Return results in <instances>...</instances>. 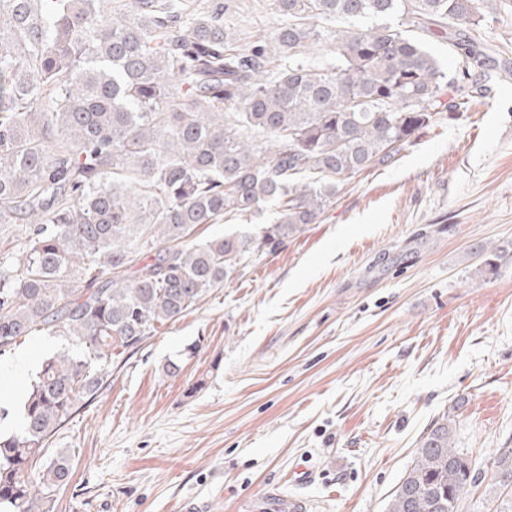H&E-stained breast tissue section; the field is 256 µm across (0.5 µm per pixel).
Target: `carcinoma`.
I'll use <instances>...</instances> for the list:
<instances>
[{"label": "carcinoma", "instance_id": "obj_1", "mask_svg": "<svg viewBox=\"0 0 512 512\" xmlns=\"http://www.w3.org/2000/svg\"><path fill=\"white\" fill-rule=\"evenodd\" d=\"M275 2L284 22L238 49L222 0H0V224L29 225L23 258L0 260V356L68 343L0 389V423L20 419L0 433V512H53L71 456L38 460L113 360L485 91L469 30L496 0ZM444 25L451 74L412 35ZM267 207L273 223L246 225ZM223 220L242 225L194 237ZM452 424L427 429L387 512H461L481 476ZM495 464L493 512H512V451Z\"/></svg>", "mask_w": 512, "mask_h": 512}]
</instances>
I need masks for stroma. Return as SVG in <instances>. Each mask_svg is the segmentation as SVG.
<instances>
[{
	"label": "stroma",
	"mask_w": 512,
	"mask_h": 512,
	"mask_svg": "<svg viewBox=\"0 0 512 512\" xmlns=\"http://www.w3.org/2000/svg\"><path fill=\"white\" fill-rule=\"evenodd\" d=\"M224 22L242 46L281 18L274 0H224ZM472 35L493 59L485 96L113 361L46 452L74 470L54 512H255L273 489L308 512H385L441 415L480 470L512 449V258L481 273L473 252L512 244V0ZM64 345L27 338L0 382Z\"/></svg>",
	"instance_id": "35a3bbf8"
}]
</instances>
